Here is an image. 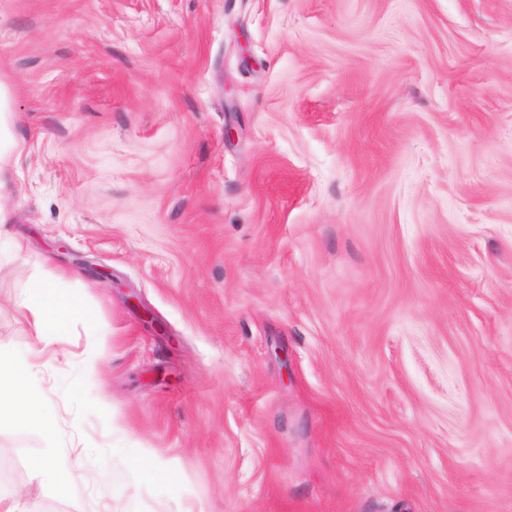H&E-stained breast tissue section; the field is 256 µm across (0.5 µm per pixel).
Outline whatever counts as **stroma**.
Segmentation results:
<instances>
[{
    "mask_svg": "<svg viewBox=\"0 0 512 512\" xmlns=\"http://www.w3.org/2000/svg\"><path fill=\"white\" fill-rule=\"evenodd\" d=\"M0 349V512H512V0H0ZM61 275H50L35 287V296L25 300L21 305L32 325L39 344L49 346L61 328L83 313L82 308L68 302L53 288V282L62 280ZM25 367V360L2 358V354L0 352V414L6 405L4 402L5 395L13 396L15 398L24 396V393L19 389V386L25 373ZM5 372H7L6 375ZM5 390L10 392H4ZM34 476L40 479L41 483L55 484L60 492H65L70 481L75 478L77 474L69 473L65 480H62L60 470L53 462L38 463L34 467Z\"/></svg>",
    "mask_w": 512,
    "mask_h": 512,
    "instance_id": "obj_1",
    "label": "stroma"
}]
</instances>
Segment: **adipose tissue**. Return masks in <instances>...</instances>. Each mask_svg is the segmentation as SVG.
<instances>
[{
  "instance_id": "adipose-tissue-1",
  "label": "adipose tissue",
  "mask_w": 512,
  "mask_h": 512,
  "mask_svg": "<svg viewBox=\"0 0 512 512\" xmlns=\"http://www.w3.org/2000/svg\"><path fill=\"white\" fill-rule=\"evenodd\" d=\"M22 307L38 343L46 346L53 344L59 330L82 312L78 304L63 299L49 279L36 285L34 297L25 300Z\"/></svg>"
}]
</instances>
